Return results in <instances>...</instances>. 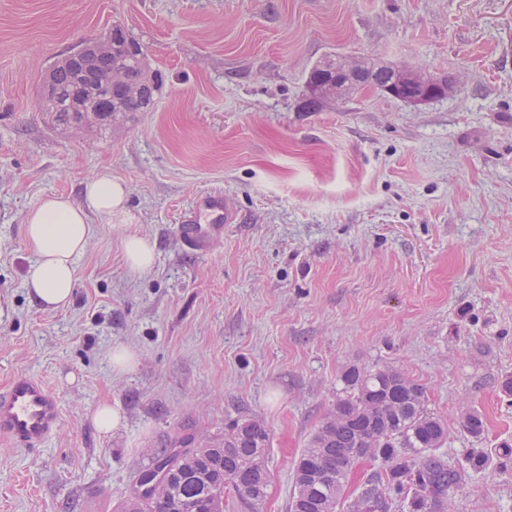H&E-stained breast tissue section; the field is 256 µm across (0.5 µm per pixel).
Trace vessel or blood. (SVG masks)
<instances>
[{
  "mask_svg": "<svg viewBox=\"0 0 512 512\" xmlns=\"http://www.w3.org/2000/svg\"><path fill=\"white\" fill-rule=\"evenodd\" d=\"M233 217L219 193L197 197L178 234L186 249L203 253L224 236ZM60 421L57 396L39 378L18 374L0 391V438L34 452L55 432Z\"/></svg>",
  "mask_w": 512,
  "mask_h": 512,
  "instance_id": "vessel-or-blood-1",
  "label": "vessel or blood"
}]
</instances>
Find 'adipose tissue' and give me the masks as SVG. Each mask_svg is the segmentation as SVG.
<instances>
[{
  "label": "adipose tissue",
  "instance_id": "ef3b65f1",
  "mask_svg": "<svg viewBox=\"0 0 512 512\" xmlns=\"http://www.w3.org/2000/svg\"><path fill=\"white\" fill-rule=\"evenodd\" d=\"M127 189L109 173L85 183L80 200L65 195L42 197L29 209L24 232L32 255L25 283L43 308L71 303L77 283L76 263L97 234V220L125 219Z\"/></svg>",
  "mask_w": 512,
  "mask_h": 512
}]
</instances>
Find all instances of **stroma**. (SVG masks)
Returning a JSON list of instances; mask_svg holds the SVG:
<instances>
[{"label": "stroma", "instance_id": "35a3bbf8", "mask_svg": "<svg viewBox=\"0 0 512 512\" xmlns=\"http://www.w3.org/2000/svg\"><path fill=\"white\" fill-rule=\"evenodd\" d=\"M116 23L163 77L153 108L52 125L48 70ZM337 56L458 85L305 110L310 70ZM106 170L130 221L99 225L71 304L43 309L25 216ZM213 191L236 220L189 252L177 226ZM131 232L153 242L151 269L125 265ZM117 345L137 354L129 372L112 370ZM352 365L424 387L448 425L438 453L464 475L456 512H512V459L469 461L512 445V0H0V390L27 372L61 401L40 450L0 441V512H116L160 448L242 418L271 436L259 512H288ZM104 401L124 417L108 435L91 419Z\"/></svg>", "mask_w": 512, "mask_h": 512}]
</instances>
